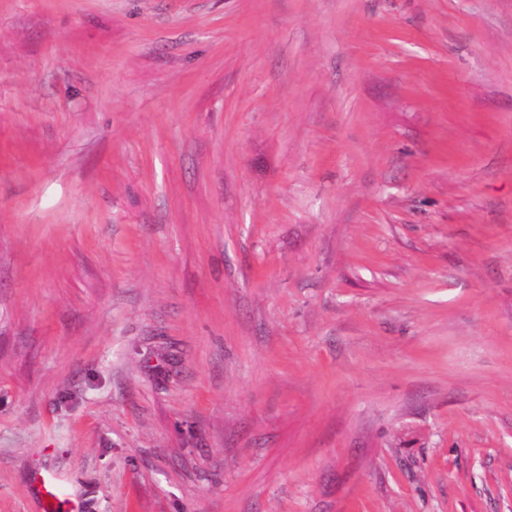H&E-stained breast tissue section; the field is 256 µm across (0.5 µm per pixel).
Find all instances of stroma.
Segmentation results:
<instances>
[{
  "instance_id": "obj_1",
  "label": "stroma",
  "mask_w": 512,
  "mask_h": 512,
  "mask_svg": "<svg viewBox=\"0 0 512 512\" xmlns=\"http://www.w3.org/2000/svg\"><path fill=\"white\" fill-rule=\"evenodd\" d=\"M512 512V0H0V512ZM31 489L41 500L43 512H80L79 504L70 498L53 475L36 476Z\"/></svg>"
}]
</instances>
